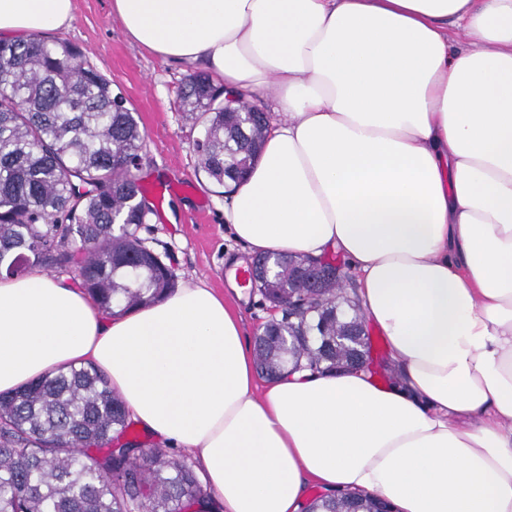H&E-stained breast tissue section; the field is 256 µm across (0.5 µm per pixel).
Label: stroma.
Wrapping results in <instances>:
<instances>
[{"label": "stroma", "instance_id": "1", "mask_svg": "<svg viewBox=\"0 0 512 512\" xmlns=\"http://www.w3.org/2000/svg\"><path fill=\"white\" fill-rule=\"evenodd\" d=\"M43 37L80 47L123 93L145 133L137 176L144 187L164 188L165 197L142 237L165 256L178 283L224 292L233 259L248 253L224 222L222 186L197 164L193 142L200 130L187 120L179 96L191 67L132 43L112 14V0H75L73 23Z\"/></svg>", "mask_w": 512, "mask_h": 512}]
</instances>
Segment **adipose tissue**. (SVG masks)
Wrapping results in <instances>:
<instances>
[{
    "instance_id": "obj_1",
    "label": "adipose tissue",
    "mask_w": 512,
    "mask_h": 512,
    "mask_svg": "<svg viewBox=\"0 0 512 512\" xmlns=\"http://www.w3.org/2000/svg\"><path fill=\"white\" fill-rule=\"evenodd\" d=\"M126 36L276 102L224 201L253 253L341 255L402 366L256 383L225 296L185 285L105 315L67 277L0 278V393L91 364L197 458L223 512L310 487L398 512H512V0H112ZM74 0H0V34ZM473 40L455 47L454 28Z\"/></svg>"
}]
</instances>
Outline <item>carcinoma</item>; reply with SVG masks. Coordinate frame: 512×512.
<instances>
[{
    "label": "carcinoma",
    "instance_id": "cac0c4a2",
    "mask_svg": "<svg viewBox=\"0 0 512 512\" xmlns=\"http://www.w3.org/2000/svg\"><path fill=\"white\" fill-rule=\"evenodd\" d=\"M224 86L204 74L181 91L201 127L198 165L224 184L258 161L269 112H224ZM145 134L112 84L78 47L37 34L0 39V276L77 272L105 313L172 292L176 275L140 236L151 207L135 171ZM255 288L281 316L254 338L258 372L351 370L370 350L346 280L307 288L304 259L273 258ZM130 415L93 366L50 374L0 395V512H220L191 463L128 436ZM302 512H394L351 491L321 494Z\"/></svg>",
    "mask_w": 512,
    "mask_h": 512
}]
</instances>
